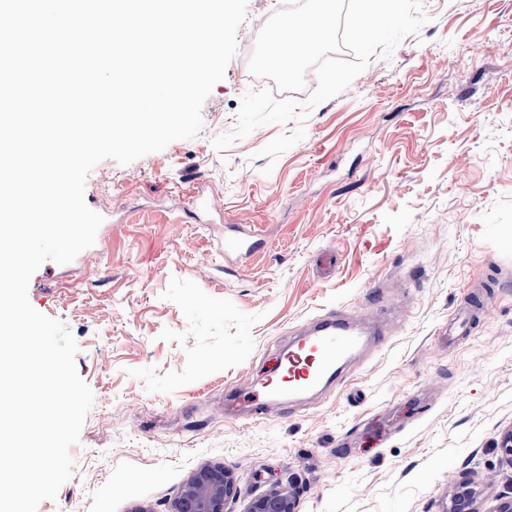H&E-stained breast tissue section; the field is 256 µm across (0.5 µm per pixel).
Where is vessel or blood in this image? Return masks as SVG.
Returning a JSON list of instances; mask_svg holds the SVG:
<instances>
[{
	"label": "vessel or blood",
	"instance_id": "obj_1",
	"mask_svg": "<svg viewBox=\"0 0 512 512\" xmlns=\"http://www.w3.org/2000/svg\"><path fill=\"white\" fill-rule=\"evenodd\" d=\"M257 244L254 234L240 230L225 235L228 252L249 253ZM365 327L347 320L328 319L289 345L281 357L278 379L264 382L261 392L247 399L251 419L265 417L285 393H308L336 381H345V366L364 343Z\"/></svg>",
	"mask_w": 512,
	"mask_h": 512
}]
</instances>
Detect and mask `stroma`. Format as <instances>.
I'll list each match as a JSON object with an SVG mask.
<instances>
[{
	"label": "stroma",
	"mask_w": 512,
	"mask_h": 512,
	"mask_svg": "<svg viewBox=\"0 0 512 512\" xmlns=\"http://www.w3.org/2000/svg\"><path fill=\"white\" fill-rule=\"evenodd\" d=\"M423 12L276 162L260 151L279 125L213 146L253 83L243 26L197 137L91 170L94 245L28 286L94 394L38 512H168L205 464L232 471L230 512L278 481L297 512H446L465 478L478 512L512 494V0ZM230 224L261 246L225 253ZM331 312L382 333L347 383L256 421L225 412Z\"/></svg>",
	"instance_id": "obj_1"
}]
</instances>
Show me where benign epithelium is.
<instances>
[{"mask_svg": "<svg viewBox=\"0 0 512 512\" xmlns=\"http://www.w3.org/2000/svg\"><path fill=\"white\" fill-rule=\"evenodd\" d=\"M236 494L233 473L220 464H207L187 478L173 499L170 512H229L228 503ZM476 499V490L464 479L450 496L448 512H477ZM296 500L293 483L277 482L251 499L245 512H296Z\"/></svg>", "mask_w": 512, "mask_h": 512, "instance_id": "obj_1", "label": "benign epithelium"}]
</instances>
